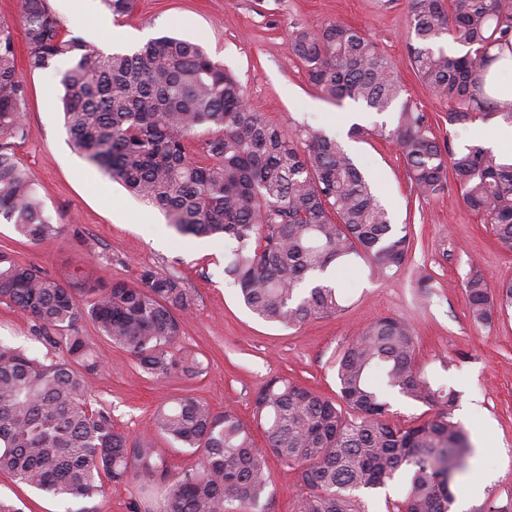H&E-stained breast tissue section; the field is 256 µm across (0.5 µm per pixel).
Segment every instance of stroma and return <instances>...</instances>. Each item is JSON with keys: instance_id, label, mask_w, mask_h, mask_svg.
I'll return each mask as SVG.
<instances>
[{"instance_id": "1", "label": "stroma", "mask_w": 512, "mask_h": 512, "mask_svg": "<svg viewBox=\"0 0 512 512\" xmlns=\"http://www.w3.org/2000/svg\"><path fill=\"white\" fill-rule=\"evenodd\" d=\"M49 8L69 34L106 52H132L163 35L198 42L239 79L251 108L269 123L288 132L300 125L320 128L335 138L348 131L353 114L367 129L393 120L392 114L348 100L326 99L290 53L293 32L344 23L368 35L396 63L405 98L425 112L437 136L449 137L457 149L472 141L470 128H449L447 101L433 95L410 65L408 0H136L131 14L116 19L103 0H85L90 17L85 27L69 25L65 0H49ZM0 21L13 29L19 71L28 88L24 118L31 134L16 152L37 184L47 215L59 226L54 237L30 243L2 222L0 249L54 277H80L97 288L115 280L140 285L148 269L174 275L196 299L180 318L179 338L180 346L197 352L205 365L193 379L148 378L125 348L83 324L82 334L100 362L85 375L92 400L111 406L119 427L139 435L150 428L159 405L188 393L215 411L234 412L250 428L256 446H264L253 407L266 381L285 376L336 398L339 355L366 325L394 316L414 330L419 368L431 381L457 392L452 419L465 430L471 448H478L484 435L492 442L482 466L494 473V480H477L473 463H466L454 480L456 497L471 508L488 499L512 503V310L490 327L475 326L465 293L466 280L477 270L493 287L512 281V248L464 206L455 184L436 197H417L404 160L392 146L373 136L348 139L346 149L369 172L392 223L406 230L412 247L399 269L384 272L361 261L345 273L341 284L347 302L340 314L291 329L274 326L245 307L225 276L223 239L177 234L160 210L74 150L57 77L69 59H58L46 70L29 69L16 0H0ZM423 276L432 284L426 294L417 287ZM34 334V321L0 303V342L54 357L55 349L36 341ZM268 465L269 512H295L304 489L294 469L273 456ZM137 496L136 484L111 482L93 498L60 501L0 473V497L23 512H130Z\"/></svg>"}]
</instances>
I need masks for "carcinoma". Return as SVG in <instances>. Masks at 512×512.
I'll list each match as a JSON object with an SVG mask.
<instances>
[{"label":"carcinoma","instance_id":"obj_1","mask_svg":"<svg viewBox=\"0 0 512 512\" xmlns=\"http://www.w3.org/2000/svg\"><path fill=\"white\" fill-rule=\"evenodd\" d=\"M411 66L448 101V126L501 119L512 126V101L497 73L512 62V0H408ZM29 67L61 57L64 118L76 150L168 218L181 235L218 236L233 244L224 273L259 318L291 328L336 315L343 297L322 278L356 259L399 268L408 235L396 232L362 171L340 142L321 130L289 135L247 105L239 80L192 41L161 36L133 53H105L64 32L48 0H18ZM466 48L451 54L445 44ZM308 80L326 97L377 113L404 92L396 64L361 31L337 22L300 30L289 42ZM27 85L16 65L12 28L0 23V218L36 243L58 233L45 215L29 170L16 154L30 130L22 107ZM216 135L196 156V127ZM351 135L391 144L406 163L417 196L428 199L453 179L463 204L512 247V162L481 145L440 142L425 113L405 103L397 123ZM143 285L114 281L79 288L19 264L0 251V302L29 316L60 352L41 360L0 342V473L46 495L89 499L103 480L135 482L133 512H267L272 484L267 456L293 467L307 495L297 512H364L356 492L403 480L410 492L396 512H451V483L470 446L452 421L456 391L417 367L412 328L395 317L364 327L337 363L339 401L288 378L257 392L253 417L265 432L257 448L233 413L212 411L189 395L159 406L153 433L132 437L112 409L94 405L83 370L98 366L81 335L91 322L123 346L153 379L193 378L205 367L177 345L180 314L194 297L176 277L146 271ZM474 325L490 326L512 308V282L492 291L484 276L467 279ZM438 406L408 428L388 421L387 391ZM197 454L196 467L170 470L156 437Z\"/></svg>","mask_w":512,"mask_h":512}]
</instances>
